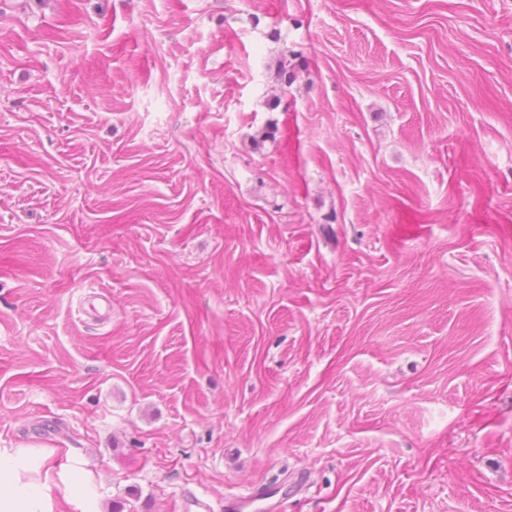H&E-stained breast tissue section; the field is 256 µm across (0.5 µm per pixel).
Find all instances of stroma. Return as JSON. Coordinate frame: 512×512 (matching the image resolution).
I'll return each instance as SVG.
<instances>
[{"label":"stroma","mask_w":512,"mask_h":512,"mask_svg":"<svg viewBox=\"0 0 512 512\" xmlns=\"http://www.w3.org/2000/svg\"><path fill=\"white\" fill-rule=\"evenodd\" d=\"M0 455L512 512V0H0Z\"/></svg>","instance_id":"1"}]
</instances>
